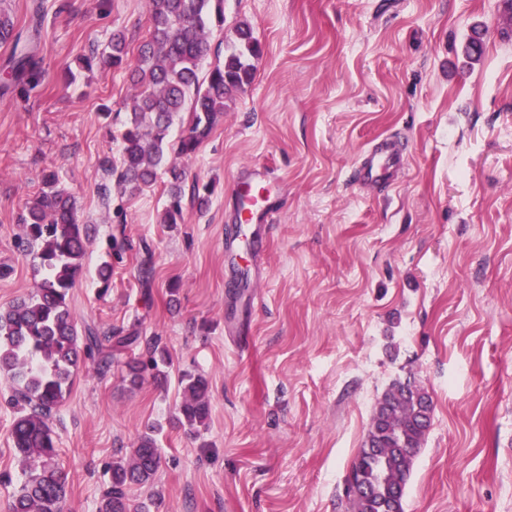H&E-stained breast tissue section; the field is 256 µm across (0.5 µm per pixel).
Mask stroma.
Returning a JSON list of instances; mask_svg holds the SVG:
<instances>
[{
	"label": "stroma",
	"mask_w": 512,
	"mask_h": 512,
	"mask_svg": "<svg viewBox=\"0 0 512 512\" xmlns=\"http://www.w3.org/2000/svg\"><path fill=\"white\" fill-rule=\"evenodd\" d=\"M18 26L40 21L45 83L0 92V308L41 273L16 243L18 216L56 172L91 241L70 291L78 329L137 331L170 353L164 384L136 388L123 367L80 366L51 417L67 477L64 512H99L113 459L152 425L160 468L130 498L150 512H350L344 482L378 400L409 381L433 401L405 512H512V11L503 0H224L201 68L223 59L239 22L263 53L195 155L188 179L213 189L200 211L164 224L166 177L99 197L119 160L125 71L77 59L124 30L147 39L146 0H5ZM485 42L465 55L473 33ZM110 119H102V108ZM380 136L405 150L390 189L354 180ZM268 172L277 211L249 226L228 266L224 230L243 167ZM125 251L103 288L111 235ZM152 257L141 288L137 266ZM204 374L211 411L187 433L173 415L180 379ZM14 383L0 374V512L23 479L10 430Z\"/></svg>",
	"instance_id": "obj_1"
}]
</instances>
